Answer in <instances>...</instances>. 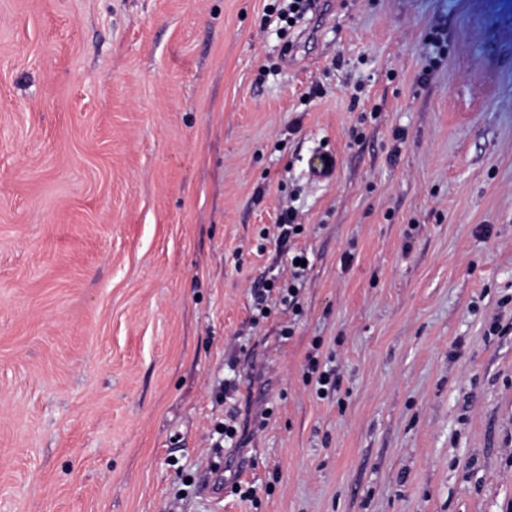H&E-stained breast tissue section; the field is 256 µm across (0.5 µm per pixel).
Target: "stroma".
<instances>
[{
  "mask_svg": "<svg viewBox=\"0 0 512 512\" xmlns=\"http://www.w3.org/2000/svg\"><path fill=\"white\" fill-rule=\"evenodd\" d=\"M271 2L0 0V512H512V0ZM288 2L287 5L277 8H270L265 13L264 24L267 26H271L272 24H276L279 31H282L284 27H282V23L285 24L290 29L294 27L300 20L304 18V14L306 13V8L304 7L305 0H289L282 1ZM289 19H293L294 23L290 24ZM337 160L332 154H320L318 162L308 165V178L315 183H330L336 177ZM303 231L302 224L294 223V211L288 206L278 224L263 229L264 235L275 239L277 246L283 248L287 243L300 235ZM296 259H300V264L296 265ZM306 260V265L302 266V261ZM309 260L303 254H294L288 257V284H284L283 287L276 288L278 294L281 295L280 303L288 305V310L291 309L294 315H298L299 309V293L303 288L306 279V271L309 267ZM306 370V379L310 383L314 382L316 393L319 397L322 398L326 396L329 391L335 390L336 380L333 378V373L330 370H321L319 360L308 357Z\"/></svg>",
  "mask_w": 512,
  "mask_h": 512,
  "instance_id": "35a3bbf8",
  "label": "stroma"
}]
</instances>
